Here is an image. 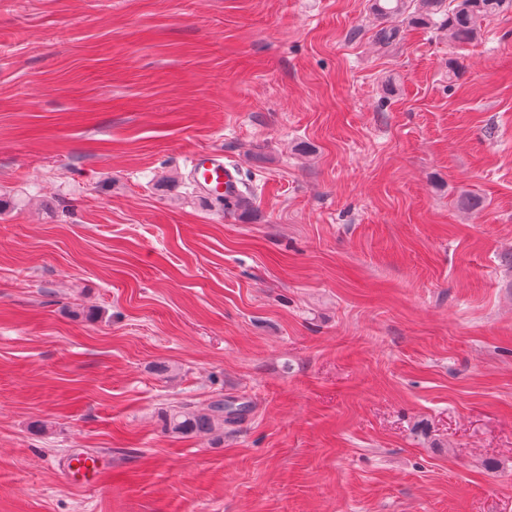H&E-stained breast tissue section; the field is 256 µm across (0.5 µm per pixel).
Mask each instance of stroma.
I'll use <instances>...</instances> for the list:
<instances>
[{"label": "stroma", "instance_id": "obj_1", "mask_svg": "<svg viewBox=\"0 0 512 512\" xmlns=\"http://www.w3.org/2000/svg\"><path fill=\"white\" fill-rule=\"evenodd\" d=\"M382 25L0 0V512H512V11ZM190 177L198 190L205 198L216 204H224V210L243 208L249 205L246 196L234 204L224 200H237L241 195V179L239 169L224 162V152L212 148L197 152L189 157ZM244 412V406L233 407L221 401L216 402L208 414L199 415L185 411L183 407L173 408L165 415V426L173 433L211 434L223 431L224 424L241 422Z\"/></svg>", "mask_w": 512, "mask_h": 512}]
</instances>
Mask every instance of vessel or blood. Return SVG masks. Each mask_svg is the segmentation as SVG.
Listing matches in <instances>:
<instances>
[{"label":"vessel or blood","instance_id":"vessel-or-blood-1","mask_svg":"<svg viewBox=\"0 0 512 512\" xmlns=\"http://www.w3.org/2000/svg\"><path fill=\"white\" fill-rule=\"evenodd\" d=\"M190 177L205 198L216 204L241 196V179L237 167L224 161L222 150L212 148L190 156Z\"/></svg>","mask_w":512,"mask_h":512}]
</instances>
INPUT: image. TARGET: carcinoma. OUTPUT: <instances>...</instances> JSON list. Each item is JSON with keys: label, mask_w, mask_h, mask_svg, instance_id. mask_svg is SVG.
<instances>
[{"label": "carcinoma", "mask_w": 512, "mask_h": 512, "mask_svg": "<svg viewBox=\"0 0 512 512\" xmlns=\"http://www.w3.org/2000/svg\"><path fill=\"white\" fill-rule=\"evenodd\" d=\"M512 9V0H374L373 10L382 18L407 16L415 24L426 25L434 16H442L441 26L458 42L475 38L481 23ZM245 407L216 402L208 414H196L173 408L165 415V426L173 433L211 434L224 430V425L239 423Z\"/></svg>", "instance_id": "1"}]
</instances>
